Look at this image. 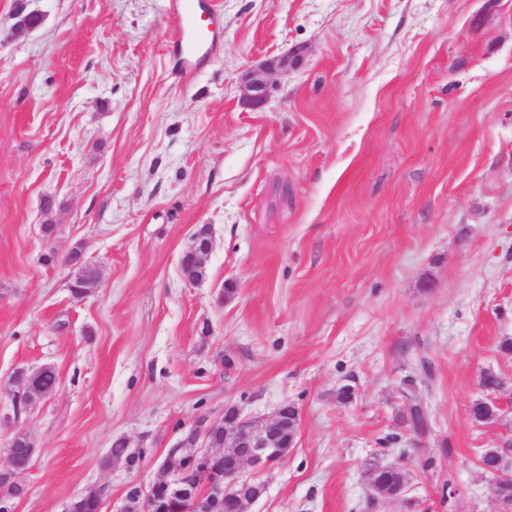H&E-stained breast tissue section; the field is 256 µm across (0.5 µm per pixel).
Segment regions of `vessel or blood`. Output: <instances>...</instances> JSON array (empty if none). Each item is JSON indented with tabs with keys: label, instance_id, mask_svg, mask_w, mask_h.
I'll list each match as a JSON object with an SVG mask.
<instances>
[{
	"label": "vessel or blood",
	"instance_id": "obj_1",
	"mask_svg": "<svg viewBox=\"0 0 512 512\" xmlns=\"http://www.w3.org/2000/svg\"><path fill=\"white\" fill-rule=\"evenodd\" d=\"M221 26L216 0H189L173 15L168 45L176 50L186 71H193L212 50Z\"/></svg>",
	"mask_w": 512,
	"mask_h": 512
}]
</instances>
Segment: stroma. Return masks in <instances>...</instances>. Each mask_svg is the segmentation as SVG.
Segmentation results:
<instances>
[{
    "instance_id": "1",
    "label": "stroma",
    "mask_w": 512,
    "mask_h": 512,
    "mask_svg": "<svg viewBox=\"0 0 512 512\" xmlns=\"http://www.w3.org/2000/svg\"><path fill=\"white\" fill-rule=\"evenodd\" d=\"M218 2L186 77L176 0H0V472L16 432L35 448L15 512L92 488L120 512L191 428L284 405L295 446L252 512H512L479 462L512 441V389L469 413L481 372L512 379V0ZM20 10L41 26L13 33ZM298 47L243 106L244 70ZM44 365L56 390L21 403L15 372ZM372 458L404 500L369 496ZM213 247V239L208 229L197 232L192 243L183 252L180 260V267L183 263L190 259L198 264L204 263V257L211 251Z\"/></svg>"
}]
</instances>
